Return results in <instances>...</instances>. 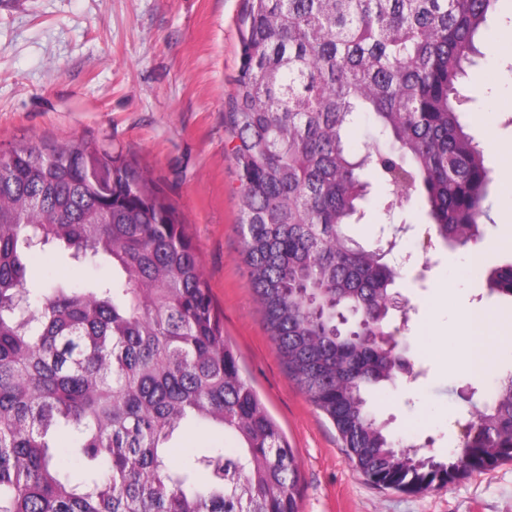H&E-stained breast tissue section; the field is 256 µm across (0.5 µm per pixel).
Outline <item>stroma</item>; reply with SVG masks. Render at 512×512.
Here are the masks:
<instances>
[{
	"instance_id": "35a3bbf8",
	"label": "stroma",
	"mask_w": 512,
	"mask_h": 512,
	"mask_svg": "<svg viewBox=\"0 0 512 512\" xmlns=\"http://www.w3.org/2000/svg\"><path fill=\"white\" fill-rule=\"evenodd\" d=\"M245 0H0V152L17 143L103 142L123 153L163 190L186 224L224 334L242 372L284 430L301 468L299 512H512V462L420 494L370 483L350 462L331 421L288 374L264 325L239 231V176L227 154L224 115L239 75ZM512 27L502 5L485 37L484 57L463 81L483 96L467 115L478 139L494 135L485 155L493 171L491 221L481 227L483 258L464 246H428L426 220L405 203L394 217L392 186L372 178L370 203L351 235L374 247L389 223L405 224L399 249L409 262L396 289L405 312L388 327L406 349L417 378L401 377L376 393L377 409L407 442L444 456L461 450L469 404L481 401L512 344L493 350L491 373L462 364L467 338L462 312L482 308L512 320V298L487 297V270L512 262V49L498 43ZM107 266H79L59 249L30 262L34 281L80 284L109 278Z\"/></svg>"
}]
</instances>
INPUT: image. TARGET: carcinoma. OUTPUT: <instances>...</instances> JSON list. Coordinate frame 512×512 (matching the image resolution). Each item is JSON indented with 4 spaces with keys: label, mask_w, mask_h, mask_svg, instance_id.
<instances>
[{
    "label": "carcinoma",
    "mask_w": 512,
    "mask_h": 512,
    "mask_svg": "<svg viewBox=\"0 0 512 512\" xmlns=\"http://www.w3.org/2000/svg\"><path fill=\"white\" fill-rule=\"evenodd\" d=\"M501 0H247L225 115L253 291L290 376L371 483L418 494L512 461V372L444 459L403 443L366 392L399 375L387 331L400 269L367 250L370 172L444 244L477 245L491 171L466 132V68ZM371 114L387 144L358 158ZM52 244L112 277L37 286ZM512 297V263L487 272ZM222 439L180 448L188 429ZM297 456L224 336L200 258L163 191L75 138L0 154V512H298ZM377 136L378 131L374 127L371 118L364 114L351 129L349 143L353 152L363 154L369 142Z\"/></svg>",
    "instance_id": "carcinoma-1"
}]
</instances>
